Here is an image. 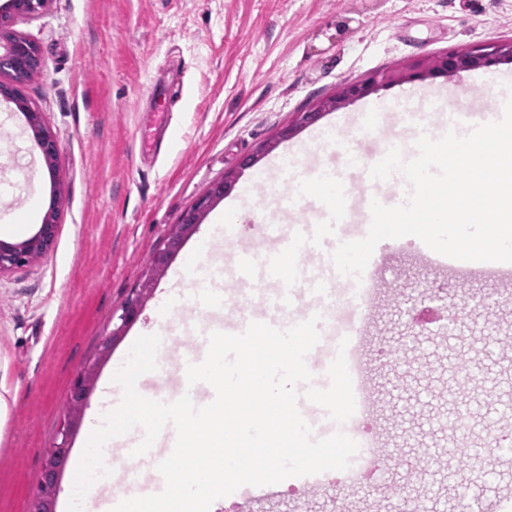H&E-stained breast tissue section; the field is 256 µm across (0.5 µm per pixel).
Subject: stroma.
Segmentation results:
<instances>
[{
  "instance_id": "1",
  "label": "stroma",
  "mask_w": 512,
  "mask_h": 512,
  "mask_svg": "<svg viewBox=\"0 0 512 512\" xmlns=\"http://www.w3.org/2000/svg\"><path fill=\"white\" fill-rule=\"evenodd\" d=\"M14 33L34 40L45 68L19 95L40 112L59 144L57 175L41 163L27 120L0 100V178L29 212L21 232L16 213L0 214V237H30L54 190L65 206L53 249L30 265L0 274V512H29L49 448L67 421L72 381L96 371L84 417L103 415L122 399L101 386L122 367L134 341L164 336L157 362L173 360L203 333V311L181 301L188 288L239 295L235 263L264 252L263 226L290 223L280 198L295 194L310 208L319 172L355 175L350 156L366 158L392 143L415 154L420 134L442 137L449 115L484 123V98L469 92L468 72L387 81L388 73L437 56L512 42V0H49L35 15L15 17ZM377 78L371 94L382 114L364 125V103L352 100L298 126L345 83ZM170 95V126L155 155L141 156L146 113L155 86ZM290 136H283L284 128ZM289 156L287 174L272 161ZM230 197L260 222L239 238L220 233L224 202L213 203L166 270L155 279L139 318L101 354L100 345L150 257L199 197L225 174ZM388 287L373 316L365 360L375 389L363 425L380 436L388 458L372 466L354 491L341 478L321 489L299 485L254 512H393L421 502L424 512H462L464 492L480 490L470 512L512 500L508 423L482 399L485 384L512 400V296L489 278L451 282L399 245L385 269ZM447 304L469 297L455 324L434 323L429 335L411 328L403 302L423 290ZM472 376L456 389L452 377ZM468 432L477 457L453 467L448 450Z\"/></svg>"
}]
</instances>
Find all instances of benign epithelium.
<instances>
[{
  "label": "benign epithelium",
  "instance_id": "1",
  "mask_svg": "<svg viewBox=\"0 0 512 512\" xmlns=\"http://www.w3.org/2000/svg\"><path fill=\"white\" fill-rule=\"evenodd\" d=\"M48 0H9L6 8L0 10V20L8 12L21 14H36L43 10ZM507 61L512 63V44L502 45L491 52L482 50H468L438 56L431 61L426 74L436 77L452 76L461 71L475 70L490 66L496 62ZM43 66V60L37 43L14 34L5 35L0 33V76L7 72L17 79L23 78L31 69ZM376 82L373 79L358 83L348 84L327 104H321L319 109L329 106L331 108L348 100L364 98L375 91ZM34 142L44 159L54 161L58 155V143L52 132L41 133L34 137ZM232 186V177L225 176L224 179L200 198L194 207L187 210L181 219L183 224L182 234L167 241L164 249L155 254V264L150 266L154 272L158 268L165 267L173 256L180 250L182 242L187 234L193 232L200 223L201 213L215 199L224 197V193ZM59 225L54 219V206H48L42 224L38 230L29 238L22 241H11L0 238V273L15 267H21L31 261L36 253H45L55 243ZM152 276H147L143 281L139 292L135 297L129 299L119 315V324L113 327L112 333L104 337L102 341V353L107 354L112 349L115 340L123 335L127 325L139 314L143 305V299L150 290ZM93 368L77 377L71 387L70 397L78 402V407H83L90 391V376ZM73 429L67 425L61 432L60 441L55 443L53 448L47 452L42 469V480L39 485V492L34 502L33 512H50L56 498L57 488L64 459L68 450L69 436Z\"/></svg>",
  "mask_w": 512,
  "mask_h": 512
}]
</instances>
